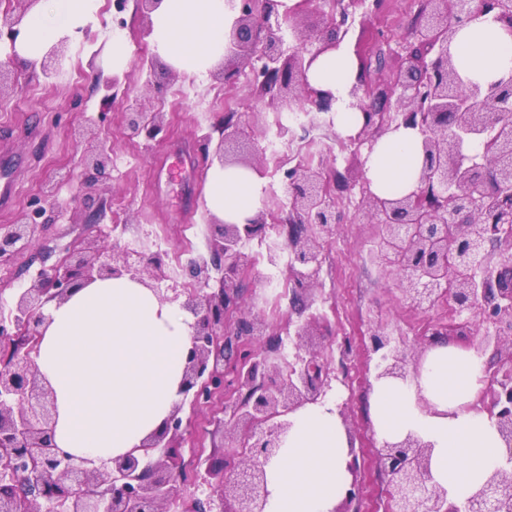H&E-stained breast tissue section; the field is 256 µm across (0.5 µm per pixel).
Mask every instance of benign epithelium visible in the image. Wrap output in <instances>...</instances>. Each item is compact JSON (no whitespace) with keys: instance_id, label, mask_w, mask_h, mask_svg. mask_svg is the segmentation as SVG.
Returning <instances> with one entry per match:
<instances>
[{"instance_id":"1","label":"benign epithelium","mask_w":512,"mask_h":512,"mask_svg":"<svg viewBox=\"0 0 512 512\" xmlns=\"http://www.w3.org/2000/svg\"><path fill=\"white\" fill-rule=\"evenodd\" d=\"M372 2L370 15L380 13L383 0H325L315 7L320 31L305 28L299 13H279L277 0H228L236 14L230 32V79L250 67L260 95L277 107L293 106L317 119L331 113L330 95L309 87L306 71L326 49L337 48L348 34L347 21L356 8ZM18 13L0 15V40L15 42L33 0ZM512 27V0H420L415 37L397 45L405 67L388 83L369 77V57L361 58L362 75L350 90L352 106L371 112L357 136L342 140L358 155L372 148L393 128L417 129L425 164L417 189L401 198L383 199L361 174L359 211L379 228L371 261L380 270L401 273L399 288L414 307L432 308L443 296L454 305L458 322L432 325L431 335L489 324L471 345L474 351L496 350L509 338V359L486 366L488 418L502 441L503 463L484 485L466 499H448V491L431 477L432 444L408 435L383 441L374 464L387 482L389 512H512V108L502 104L500 84L464 86L451 54L457 24L484 15ZM64 42L50 47L40 60L45 76L55 71ZM127 127L132 137L156 138L164 127L158 115L130 107ZM484 131L481 151L458 160L467 135ZM243 127L228 117L215 155L227 163V149L240 143ZM80 191L110 178L112 145L95 136L83 150ZM327 167L299 160L283 171L288 204L263 205L245 224L215 223L209 240L210 259L193 262L189 276L196 289L178 287L167 272L165 254L116 250L98 237L85 238L51 265L50 253H38L41 268L30 285L19 288L8 315L0 318V346L7 349L0 365V448L15 452L0 458V512H167L178 495L186 467L183 458L191 419L181 413L185 400L206 406L225 393L237 394L234 425L245 429L250 443L247 461L204 460L206 499L192 502L190 512H265L269 491L266 465L279 453L291 423L286 416L323 400L331 388L328 365L311 353L296 355L281 381V336L270 334L265 354L256 358L241 341L263 335L260 319L240 320L228 328L229 313L242 301V274L252 262L243 244L260 239L266 260L276 264L280 251L292 256L293 287L311 286L319 240L342 220L330 193ZM55 223L41 209L25 214L0 231V264L37 245V229ZM217 276H212V272ZM127 277L150 288L162 302L184 298L182 307L196 316L191 346L180 387L183 400L174 404L162 426L132 452L99 467L88 468L54 443V396L33 359L47 316L45 307L65 301L72 291L96 279ZM325 318L312 315L299 324L298 339L313 335ZM369 352L377 356L375 379L405 381L419 375L421 364L408 368V355L381 326L369 336ZM347 469L352 481L333 512H360L358 474L364 452L349 448Z\"/></svg>"}]
</instances>
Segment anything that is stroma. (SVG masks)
Returning a JSON list of instances; mask_svg holds the SVG:
<instances>
[{
	"label": "stroma",
	"mask_w": 512,
	"mask_h": 512,
	"mask_svg": "<svg viewBox=\"0 0 512 512\" xmlns=\"http://www.w3.org/2000/svg\"><path fill=\"white\" fill-rule=\"evenodd\" d=\"M416 10V0H384L376 19L354 22L344 41L346 48L373 47L384 35L395 42L409 38ZM145 23L134 0L122 5L117 0H98L92 19L68 37L62 65L49 78L39 67L25 64L9 41L0 42V64L12 72L10 84L0 93V169L9 168L18 186L12 200L0 205V228L32 209H52L58 219L43 230L42 237L56 256H63L75 239L96 234L118 248L130 242L138 250H162L170 272L178 276L187 263L190 243L207 241L210 235L204 198L208 169L201 159L188 163L186 148L204 136L218 137L231 114L244 123L252 142L229 151L227 157L253 161L256 148L264 146L276 127L273 109L258 98L250 74L226 80L221 61L206 75L189 76L166 73V61L156 59L155 69L165 84L161 92L154 89L147 73L128 65L119 75L121 94L103 104L104 91L96 76L112 72L108 32L123 29L131 55L137 58L151 52L148 41L139 37ZM132 103L140 111L161 115L164 139L129 136L126 111ZM78 127L91 135L108 136L115 161L111 180L100 182L98 189L86 195L76 191L82 178L81 146L73 134ZM303 143L305 158L321 156L337 176H358L360 163L342 148L335 129L312 130ZM66 174L71 175V182L60 184ZM55 183L60 184V191L48 196L47 187ZM357 199L358 189L353 185L338 198L346 218L321 242L313 288L302 293L299 301H283L279 312L270 313L263 283L265 261L256 258L244 273V299L234 317L261 318L270 331L283 337L284 350L292 355L297 339L289 331L299 311L327 314L329 326L319 329L312 339L314 350L335 374L327 397L344 410L345 429L356 445L371 455L375 452L369 412L374 362L367 352L371 331L380 323L395 329L408 355L418 356L429 348V322L447 321L448 307L442 302L430 310L410 306L398 289L397 274L383 275L371 263L370 246L377 230L358 213ZM186 210L191 218L185 223L181 215ZM344 335L352 339V351L345 358L336 347ZM222 409L218 402L198 410L189 448L219 457L241 453L243 431L229 425L219 428L212 422Z\"/></svg>",
	"instance_id": "35a3bbf8"
}]
</instances>
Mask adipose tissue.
Returning a JSON list of instances; mask_svg holds the SVG:
<instances>
[{
    "label": "adipose tissue",
    "instance_id": "adipose-tissue-1",
    "mask_svg": "<svg viewBox=\"0 0 512 512\" xmlns=\"http://www.w3.org/2000/svg\"><path fill=\"white\" fill-rule=\"evenodd\" d=\"M95 7L96 0H36L17 53L41 57ZM232 24L224 0H161L149 41L178 72L202 75L226 53ZM453 59L465 84L512 76V28L489 15L463 24ZM306 78L311 88L333 96L337 132L356 134L362 119L350 105L356 74L347 50L319 55ZM423 162L418 131L402 126L367 153L365 175L376 195L398 198L416 189ZM267 186L253 170L216 165L206 175L204 195L211 214L244 224L261 208ZM47 315L35 361L54 395L55 444L90 468L141 446L180 399L193 317L125 277L89 283L51 303ZM485 367L470 352L438 345L427 351L417 378L380 380L370 399L379 439L397 442L413 434L432 444L433 480L453 500L480 488L503 456L495 426L472 409ZM289 419L292 428L266 467V512H332L350 483L349 438L335 406L308 405Z\"/></svg>",
    "mask_w": 512,
    "mask_h": 512
}]
</instances>
